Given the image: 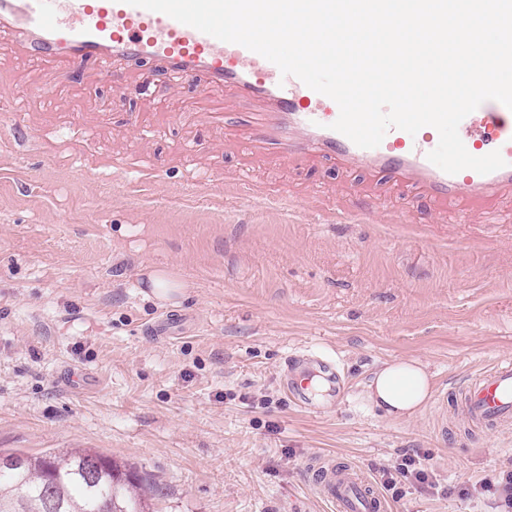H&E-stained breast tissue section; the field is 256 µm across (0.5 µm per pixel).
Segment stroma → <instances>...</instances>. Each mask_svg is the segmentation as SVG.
<instances>
[{"mask_svg":"<svg viewBox=\"0 0 512 512\" xmlns=\"http://www.w3.org/2000/svg\"><path fill=\"white\" fill-rule=\"evenodd\" d=\"M11 43L0 34V449L128 463L156 512H330L311 455L370 478L415 451L441 491L392 512H496L457 489L512 460V425L468 433L456 393L512 358L511 187L475 223L437 224L427 198L357 168L252 166L210 116L223 88L171 92L150 65L121 82L94 62L49 68ZM129 152L152 176L114 168ZM345 189L343 212L313 202ZM153 271L184 283L175 302L151 297ZM170 314L195 324L149 335ZM301 349L345 377L331 415L281 387ZM395 358L433 376L407 420L366 396Z\"/></svg>","mask_w":512,"mask_h":512,"instance_id":"1","label":"stroma"}]
</instances>
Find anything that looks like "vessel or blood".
Masks as SVG:
<instances>
[{"label": "vessel or blood", "instance_id": "vessel-or-blood-1", "mask_svg": "<svg viewBox=\"0 0 512 512\" xmlns=\"http://www.w3.org/2000/svg\"><path fill=\"white\" fill-rule=\"evenodd\" d=\"M5 28L17 36L16 51L43 62L92 60L113 77L148 63L175 82L204 78L223 87L229 99L255 105L247 124L224 128L225 140L244 141L251 158L358 165L373 178L389 175L400 191L424 194L441 214L463 196L468 206L455 213L460 224L472 223L475 213L491 206L495 188L512 186V110L496 101L467 115L459 135L472 155L499 151L504 167L449 174L427 158L439 142L436 129L427 126L411 135L392 128L378 147H358L332 130L339 107L328 96L297 77L282 76L274 63L242 45L125 0H0V29ZM283 384L298 407L327 413L335 412L344 388L335 360L307 351L291 356ZM460 409L470 427L488 435L511 421L512 359L474 378L461 394ZM305 470L335 512H389L385 497L356 465L318 453L306 460Z\"/></svg>", "mask_w": 512, "mask_h": 512}]
</instances>
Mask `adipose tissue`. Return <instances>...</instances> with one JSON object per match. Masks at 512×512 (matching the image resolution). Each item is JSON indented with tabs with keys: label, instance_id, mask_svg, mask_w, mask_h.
<instances>
[{
	"label": "adipose tissue",
	"instance_id": "obj_1",
	"mask_svg": "<svg viewBox=\"0 0 512 512\" xmlns=\"http://www.w3.org/2000/svg\"><path fill=\"white\" fill-rule=\"evenodd\" d=\"M432 375L422 361L394 359L377 367L368 382V399L394 419L415 416L432 396Z\"/></svg>",
	"mask_w": 512,
	"mask_h": 512
}]
</instances>
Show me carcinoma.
Wrapping results in <instances>:
<instances>
[{"label":"carcinoma","mask_w":512,"mask_h":512,"mask_svg":"<svg viewBox=\"0 0 512 512\" xmlns=\"http://www.w3.org/2000/svg\"><path fill=\"white\" fill-rule=\"evenodd\" d=\"M2 458L12 466L0 472V512H95L103 500L155 512L157 493L136 468L96 451H0Z\"/></svg>","instance_id":"1"}]
</instances>
